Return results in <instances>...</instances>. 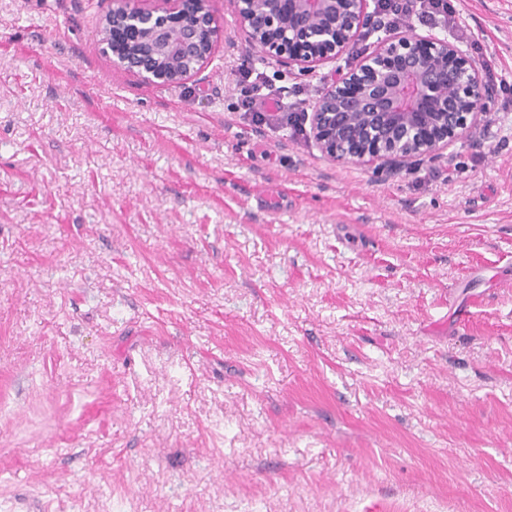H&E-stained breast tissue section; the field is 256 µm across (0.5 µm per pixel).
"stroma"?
I'll return each mask as SVG.
<instances>
[{"mask_svg": "<svg viewBox=\"0 0 512 512\" xmlns=\"http://www.w3.org/2000/svg\"><path fill=\"white\" fill-rule=\"evenodd\" d=\"M450 4L489 115L387 170L304 119L385 31L305 73L212 0L160 85L112 0H0V512H512V0ZM259 75L257 74L255 80H250L251 73L247 72L244 75V82H248V85L242 89V106L245 108V111L248 112H269L266 109V99L265 96H268L270 93L263 95L259 91L262 88H268L267 81H261V84L257 83Z\"/></svg>", "mask_w": 512, "mask_h": 512, "instance_id": "stroma-1", "label": "stroma"}]
</instances>
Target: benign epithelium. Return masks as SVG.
Returning a JSON list of instances; mask_svg holds the SVG:
<instances>
[{
	"label": "benign epithelium",
	"mask_w": 512,
	"mask_h": 512,
	"mask_svg": "<svg viewBox=\"0 0 512 512\" xmlns=\"http://www.w3.org/2000/svg\"><path fill=\"white\" fill-rule=\"evenodd\" d=\"M112 0L102 21L112 64L157 84L198 73L224 35L210 0ZM237 34L303 72L348 52L371 24L368 0H232ZM487 89L447 41L399 31L331 80L315 102L311 134L338 163L389 166L434 156L486 114Z\"/></svg>",
	"instance_id": "obj_1"
}]
</instances>
